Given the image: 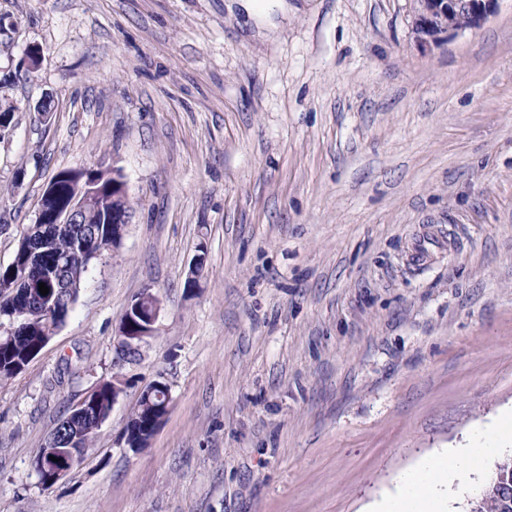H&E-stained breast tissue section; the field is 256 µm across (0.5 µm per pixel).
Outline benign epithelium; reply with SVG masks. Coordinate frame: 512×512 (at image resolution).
Wrapping results in <instances>:
<instances>
[{
  "label": "benign epithelium",
  "instance_id": "obj_1",
  "mask_svg": "<svg viewBox=\"0 0 512 512\" xmlns=\"http://www.w3.org/2000/svg\"><path fill=\"white\" fill-rule=\"evenodd\" d=\"M499 0H419L416 26L428 38L435 40L443 34H454L461 29L472 30L480 27L498 7ZM461 13L468 16L469 22L464 27L454 23V19ZM100 179L90 178L78 180L73 185L76 203L59 214H50L49 206L54 200L57 186L49 185L45 189L36 223L38 224H84L86 209H108L112 211V223L117 225V230L112 232L114 237H122L125 224L128 223L130 203L126 191V183L120 171H112V197L105 198L97 188ZM98 253L90 248V244L80 242L76 244L72 252L65 257V263H76L80 266L88 265ZM161 309L159 297L147 287L132 301L119 326L115 349L117 357L115 362L120 363L129 359V353L139 351L147 339L155 335V324ZM30 321L19 324L17 321L3 313H0V332L13 336L18 332L28 329ZM172 404L171 390L165 391L162 405L153 416V427L150 435H155L167 417ZM83 449L63 448L58 430L54 429L48 435L46 442L40 451V465L35 472H43L38 481L48 488L60 484L81 460ZM55 457L58 462L54 469H49L46 461Z\"/></svg>",
  "mask_w": 512,
  "mask_h": 512
}]
</instances>
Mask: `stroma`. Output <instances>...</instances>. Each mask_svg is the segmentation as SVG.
Returning a JSON list of instances; mask_svg holds the SVG:
<instances>
[{
  "instance_id": "stroma-1",
  "label": "stroma",
  "mask_w": 512,
  "mask_h": 512,
  "mask_svg": "<svg viewBox=\"0 0 512 512\" xmlns=\"http://www.w3.org/2000/svg\"><path fill=\"white\" fill-rule=\"evenodd\" d=\"M289 2L261 40L225 0H0V265L62 169L120 170L132 208L0 382V512H367L512 413V0L435 41L417 0ZM147 287L156 332L115 365ZM161 376L171 411L131 451ZM114 377L42 490L46 437ZM124 392L125 387L123 383L116 378H112L111 382L102 385L98 392L99 410L98 412H96L94 409H92V411L94 412V414L104 415L106 411L110 409L111 402L112 406L107 415L99 416L94 426L91 428V431H97L101 429V427L109 419L114 404L118 401L120 396L124 394ZM58 427L50 432L43 448H40V465L36 468V465L33 464L35 473H39L41 469L44 471L43 475L39 476L38 481L43 482L48 487V490L60 484L68 476L74 466L81 460L83 451L90 446L89 444H91L93 439L91 438L87 446L86 438H81L74 444V448H71L72 445H69L68 448H61ZM80 445L81 447H79ZM50 456L57 458L58 462L51 460ZM47 460L54 463V469H49L46 465Z\"/></svg>"
}]
</instances>
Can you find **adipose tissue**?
<instances>
[{
    "label": "adipose tissue",
    "instance_id": "adipose-tissue-1",
    "mask_svg": "<svg viewBox=\"0 0 512 512\" xmlns=\"http://www.w3.org/2000/svg\"><path fill=\"white\" fill-rule=\"evenodd\" d=\"M245 12L258 36L275 33L277 22L288 17L286 0H231ZM512 439V415L476 436L471 447L451 452L408 473L396 492L376 504L373 512H444V489L473 473L481 462L505 450Z\"/></svg>",
    "mask_w": 512,
    "mask_h": 512
}]
</instances>
